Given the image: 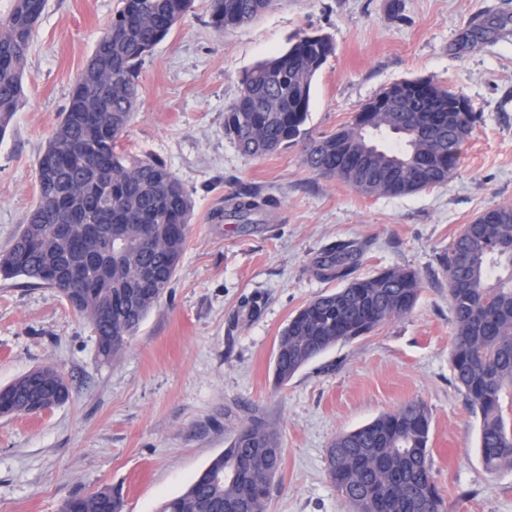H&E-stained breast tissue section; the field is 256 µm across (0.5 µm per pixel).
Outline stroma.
<instances>
[{
	"label": "stroma",
	"instance_id": "1",
	"mask_svg": "<svg viewBox=\"0 0 512 512\" xmlns=\"http://www.w3.org/2000/svg\"><path fill=\"white\" fill-rule=\"evenodd\" d=\"M120 7L47 0L22 101L0 138V254L36 202L38 158ZM303 31L328 34L336 46L312 82L309 134L349 124L404 80L428 79L471 101L478 120L446 184L367 196L311 172L303 143L261 158L240 153L224 114L242 76ZM138 89L122 144L163 159L190 194L184 254L164 297L110 362L57 290L0 278V386L44 366L63 371L70 386L69 400L46 413L0 416V512H60L71 495L103 486L120 492L124 512H157L257 421L283 448L268 512H352L327 477L328 448L412 401L430 414L444 512H512V466L487 469L479 421L453 379L442 264L465 224L512 204V0H280L221 33L209 0H194L146 58ZM242 193L264 200L259 223L225 219ZM339 242L362 247L358 276L419 272L417 304L276 385L281 331L307 302L341 286L316 273Z\"/></svg>",
	"mask_w": 512,
	"mask_h": 512
}]
</instances>
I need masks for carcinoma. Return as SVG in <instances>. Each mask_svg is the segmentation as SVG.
Masks as SVG:
<instances>
[{"label": "carcinoma", "instance_id": "cac0c4a2", "mask_svg": "<svg viewBox=\"0 0 512 512\" xmlns=\"http://www.w3.org/2000/svg\"><path fill=\"white\" fill-rule=\"evenodd\" d=\"M194 0H122V8L97 41L69 104L37 168V202L12 248L0 254V275L25 277L56 289L93 328L105 361L125 350L114 336L133 337L161 300L185 250L193 210L190 194L157 157L125 151L121 139L138 101L139 69L164 41ZM276 0H210L212 27L222 32L251 24ZM46 0H13L0 20V135L17 111L34 28ZM334 43L311 44L298 36L290 49L258 63L241 80L224 116L225 134L241 154L262 157L305 134L313 74L310 59L327 60ZM435 98L416 100L414 112L387 115L367 106L335 132L308 139L304 162L316 175L336 171L369 149L363 127L389 124L404 131L405 150L375 151L382 167L418 172L415 186L393 196L446 183L458 170L465 134L476 114L444 112ZM112 206L100 205L103 193ZM261 206L243 193L230 209L238 224L255 223ZM69 225L67 234L57 225ZM120 226L124 245L86 278L62 285L55 270L75 261L93 233L90 225ZM512 205L489 208L463 226L443 259L454 321L453 377L479 416V450L486 466L512 465V411L502 394L512 391ZM361 251L341 243L327 252L317 274L345 285L306 303L282 331V352L274 361L276 384L286 383L312 359L339 343L367 336L387 321L410 313L420 295V274L384 269L354 277ZM504 273L491 276L488 263ZM65 375L54 367L29 371L0 387V415L40 414L68 401ZM429 415L408 402L370 423L336 437L328 449V477L353 512H443L428 448ZM283 448L261 424L230 438L182 494L161 503L158 512H266ZM121 497L109 487L75 495L62 512H122Z\"/></svg>", "mask_w": 512, "mask_h": 512}]
</instances>
